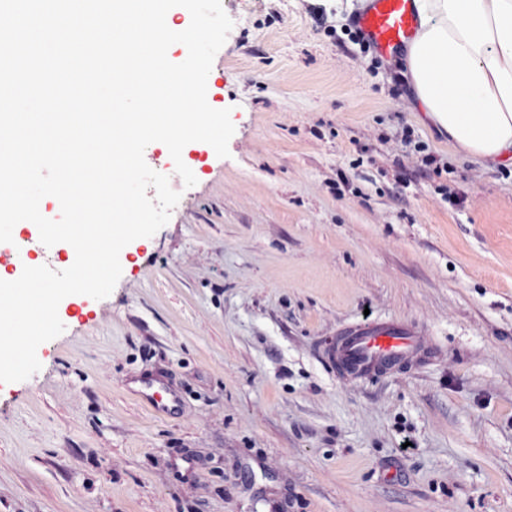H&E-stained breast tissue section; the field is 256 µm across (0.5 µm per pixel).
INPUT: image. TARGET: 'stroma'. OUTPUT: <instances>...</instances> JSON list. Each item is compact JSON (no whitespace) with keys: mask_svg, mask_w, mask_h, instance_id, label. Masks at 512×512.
Instances as JSON below:
<instances>
[{"mask_svg":"<svg viewBox=\"0 0 512 512\" xmlns=\"http://www.w3.org/2000/svg\"><path fill=\"white\" fill-rule=\"evenodd\" d=\"M222 7L230 155L186 145L187 188L146 153L181 198L0 383V512H512V165L410 111L349 0ZM367 321L418 346L355 378Z\"/></svg>","mask_w":512,"mask_h":512,"instance_id":"1","label":"stroma"}]
</instances>
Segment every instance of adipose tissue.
<instances>
[{
  "label": "adipose tissue",
  "instance_id": "1",
  "mask_svg": "<svg viewBox=\"0 0 512 512\" xmlns=\"http://www.w3.org/2000/svg\"><path fill=\"white\" fill-rule=\"evenodd\" d=\"M418 33L396 62L421 113L456 150L512 162V0H413Z\"/></svg>",
  "mask_w": 512,
  "mask_h": 512
}]
</instances>
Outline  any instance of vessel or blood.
Returning a JSON list of instances; mask_svg holds the SVG:
<instances>
[{
	"label": "vessel or blood",
	"instance_id": "b4317fda",
	"mask_svg": "<svg viewBox=\"0 0 512 512\" xmlns=\"http://www.w3.org/2000/svg\"><path fill=\"white\" fill-rule=\"evenodd\" d=\"M357 27L371 48L387 57L414 40L419 20L412 0H368ZM415 344L402 327L367 323L340 340L330 355L350 375L372 377L404 360Z\"/></svg>",
	"mask_w": 512,
	"mask_h": 512
}]
</instances>
